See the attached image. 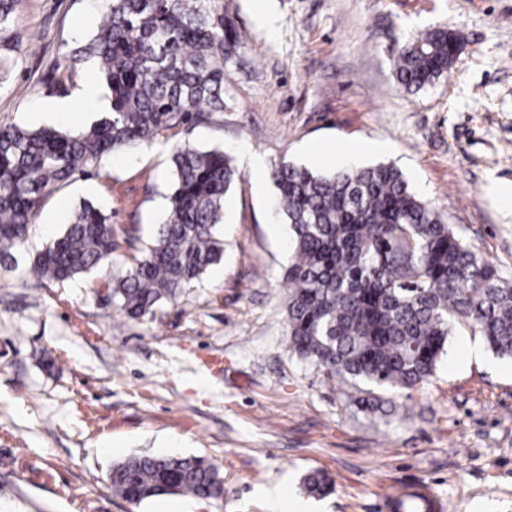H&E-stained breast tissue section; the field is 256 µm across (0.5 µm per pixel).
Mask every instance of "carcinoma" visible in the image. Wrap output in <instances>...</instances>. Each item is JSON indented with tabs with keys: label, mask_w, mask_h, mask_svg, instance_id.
Masks as SVG:
<instances>
[{
	"label": "carcinoma",
	"mask_w": 512,
	"mask_h": 512,
	"mask_svg": "<svg viewBox=\"0 0 512 512\" xmlns=\"http://www.w3.org/2000/svg\"><path fill=\"white\" fill-rule=\"evenodd\" d=\"M102 24L77 57L96 61L109 108L77 132L0 125V259L22 242L43 197L110 152L177 135L224 110V67L242 44L220 0H105ZM15 0H0V50L9 49ZM459 38L438 29L403 47L399 83L410 90L448 72ZM169 211L142 257L108 282L130 319L199 282L224 259V196L241 177L234 157L176 141ZM277 217L290 226L285 273L289 350L340 379L410 391L434 374L453 330L468 326L512 358V282L465 244L443 213L420 199L391 165L318 174L279 161ZM111 217L89 201L41 251L37 274L64 281L112 260ZM112 490L138 502L220 493L218 466L203 458L133 455L112 468ZM312 494L334 491L310 473Z\"/></svg>",
	"instance_id": "carcinoma-1"
}]
</instances>
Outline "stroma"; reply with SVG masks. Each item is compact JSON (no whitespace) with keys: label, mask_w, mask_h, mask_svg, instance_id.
Listing matches in <instances>:
<instances>
[{"label":"stroma","mask_w":512,"mask_h":512,"mask_svg":"<svg viewBox=\"0 0 512 512\" xmlns=\"http://www.w3.org/2000/svg\"><path fill=\"white\" fill-rule=\"evenodd\" d=\"M243 35L226 66L224 109L192 126L199 146L243 166L224 198V259L201 283L132 320L107 283L141 255L165 216L166 140L104 156L47 195L26 240L0 262V512H381L387 494L429 487L442 512H512V359L461 327L423 387L359 408L362 384L291 355L285 272L291 233L275 188L245 153L329 173L352 144L390 163L463 240L512 281V0H223ZM103 0H18L0 85V124L74 132L99 119L80 93L98 74L74 50ZM442 28L462 39L447 76L416 92L396 81L401 48ZM69 101L47 118L44 101ZM324 160L308 162V146ZM112 215L104 269L39 277L36 254L71 211ZM132 455L205 457L223 494L131 503L112 490ZM320 471L335 490L309 498Z\"/></svg>","instance_id":"stroma-1"}]
</instances>
